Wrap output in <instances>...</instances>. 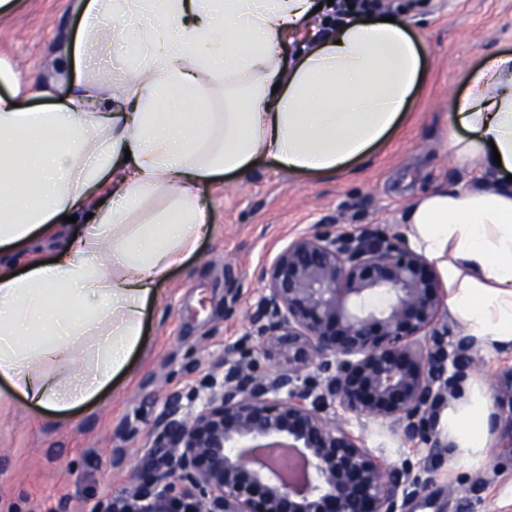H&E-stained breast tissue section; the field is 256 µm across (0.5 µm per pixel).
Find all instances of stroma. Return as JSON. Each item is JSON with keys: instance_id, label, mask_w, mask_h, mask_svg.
Instances as JSON below:
<instances>
[{"instance_id": "1", "label": "stroma", "mask_w": 512, "mask_h": 512, "mask_svg": "<svg viewBox=\"0 0 512 512\" xmlns=\"http://www.w3.org/2000/svg\"><path fill=\"white\" fill-rule=\"evenodd\" d=\"M376 2L378 12L407 21L428 52L424 85L400 125L333 177L291 174L260 158L244 175L201 184L210 231L161 285L141 347L109 389L56 414L28 407L0 384V512H94L139 481L166 393L204 390L228 356H249L271 371L250 334L264 293L257 271L293 237L316 224L394 234L418 194L475 181V171L448 153V100L485 56L512 50V0ZM78 25L73 0H19L0 15V58L45 85L47 104L65 101L81 76L63 65ZM510 365L511 348L485 353L469 372L498 408L492 463L482 472L449 468L447 449L414 450L378 424L350 420V430L387 462L436 469L435 483L407 512H512L503 500L512 494Z\"/></svg>"}]
</instances>
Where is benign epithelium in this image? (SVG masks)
Listing matches in <instances>:
<instances>
[{"label":"benign epithelium","mask_w":512,"mask_h":512,"mask_svg":"<svg viewBox=\"0 0 512 512\" xmlns=\"http://www.w3.org/2000/svg\"><path fill=\"white\" fill-rule=\"evenodd\" d=\"M250 327L274 370L242 358L203 392H172L140 482L96 512H406L436 480L387 464L332 409L442 447L457 372L482 362L440 322L445 292L399 235L320 224L259 272Z\"/></svg>","instance_id":"1"}]
</instances>
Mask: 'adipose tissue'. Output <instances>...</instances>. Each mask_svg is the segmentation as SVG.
I'll use <instances>...</instances> for the list:
<instances>
[{
    "label": "adipose tissue",
    "instance_id": "ef3b65f1",
    "mask_svg": "<svg viewBox=\"0 0 512 512\" xmlns=\"http://www.w3.org/2000/svg\"><path fill=\"white\" fill-rule=\"evenodd\" d=\"M315 0H77L69 100L44 96L0 59V255L26 262L83 230L56 262L0 270V382L66 411L128 368L144 317L210 227L201 182L271 156L329 175L364 158L402 119L426 75L405 21L346 20L319 35ZM303 49L289 55L288 45ZM448 152L482 178L418 195L404 241L437 260L448 305L486 350L512 348V52L488 56L450 100ZM452 465L483 469L496 409L470 381L443 410Z\"/></svg>",
    "mask_w": 512,
    "mask_h": 512
}]
</instances>
